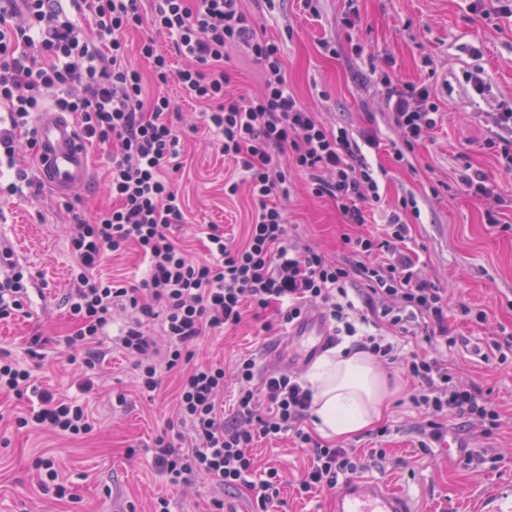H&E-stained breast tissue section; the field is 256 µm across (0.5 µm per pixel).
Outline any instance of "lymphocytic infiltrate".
Wrapping results in <instances>:
<instances>
[{
    "instance_id": "lymphocytic-infiltrate-1",
    "label": "lymphocytic infiltrate",
    "mask_w": 512,
    "mask_h": 512,
    "mask_svg": "<svg viewBox=\"0 0 512 512\" xmlns=\"http://www.w3.org/2000/svg\"><path fill=\"white\" fill-rule=\"evenodd\" d=\"M241 0H157L144 17L138 0H23L22 19L0 14V106L9 124L0 128L5 166L0 198L39 187L32 166H20V147L35 149L31 117L45 95L57 110L75 114L86 139L112 146L106 189L116 204L69 227L74 259L67 293L76 325L68 338L69 363L78 364L85 383L100 363L99 349L114 311L130 321L119 338L131 360L137 383L152 392L162 374L179 371L177 420L191 435L186 448L168 436L156 438L152 463L170 484L204 476L216 489H245L258 512H276L281 476L276 467L258 468L250 449L256 439L275 441L291 435L309 463L296 486L302 498L335 488L339 480L379 466L381 448L361 456L317 440L304 426L312 393L297 376L284 371L259 373L252 355L240 356L232 373L223 364L193 363V344L203 335L240 326L246 312H272L279 325L299 320L309 307L322 308L335 335L351 338L352 347L386 363L400 364L413 382L412 403L425 424L418 446L428 449L442 435V419L453 414L491 434L499 412L488 394L456 382L440 347L456 345L448 333V302L423 278L407 245L408 224L390 213L387 232L343 235L348 260H329L311 247L288 242V226L277 201L289 192V169L308 173L312 191L333 199L347 225L363 226L368 209L381 201L380 183L362 153L375 145L373 134L352 139L345 128L327 129L315 112L290 92L280 63V49L258 39ZM144 30L138 52L147 70L127 58L126 36ZM164 34L173 50L159 49ZM246 47L264 77L262 93L246 99L227 90L224 51ZM184 64L174 67L173 57ZM402 149L414 151L436 127L439 108L428 86H399L389 75L379 79ZM176 85L183 98L204 104L210 129L225 156L236 160L243 182L228 181L224 193L236 195L247 184L256 203L242 241L225 238L218 225H207L209 260H191L171 233L183 218L182 199L170 177L179 171V138L168 118L166 95ZM458 189L485 202L489 223L507 200L484 171L466 168ZM136 246L146 265L138 284L103 280L97 268L103 256ZM363 286L352 289L353 281ZM28 278L9 248L0 247V320L23 310ZM160 320L163 337L146 329ZM387 326L389 335L379 334ZM423 334L430 350L403 351L400 340ZM234 377L237 397L232 418L219 410L227 377ZM33 396L18 427L45 428L78 437L95 423L86 405L35 387L27 368L0 355V397Z\"/></svg>"
}]
</instances>
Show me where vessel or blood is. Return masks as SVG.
Returning a JSON list of instances; mask_svg holds the SVG:
<instances>
[{"label":"vessel or blood","mask_w":512,"mask_h":512,"mask_svg":"<svg viewBox=\"0 0 512 512\" xmlns=\"http://www.w3.org/2000/svg\"><path fill=\"white\" fill-rule=\"evenodd\" d=\"M39 173L55 190L67 193L83 185L90 174L87 143L64 112L37 113L34 119ZM332 337L322 313H305L287 332L285 346L276 347L281 364L305 365ZM333 512H417L411 497L385 478L353 477L341 482Z\"/></svg>","instance_id":"b4317fda"}]
</instances>
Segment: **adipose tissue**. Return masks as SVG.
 I'll list each match as a JSON object with an SVG mask.
<instances>
[{
	"mask_svg": "<svg viewBox=\"0 0 512 512\" xmlns=\"http://www.w3.org/2000/svg\"><path fill=\"white\" fill-rule=\"evenodd\" d=\"M313 423L326 438H348L379 422L389 408L387 378L363 351L331 350L311 367Z\"/></svg>",
	"mask_w": 512,
	"mask_h": 512,
	"instance_id": "adipose-tissue-1",
	"label": "adipose tissue"
}]
</instances>
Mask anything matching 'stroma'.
<instances>
[{"label":"stroma","mask_w":512,"mask_h":512,"mask_svg":"<svg viewBox=\"0 0 512 512\" xmlns=\"http://www.w3.org/2000/svg\"><path fill=\"white\" fill-rule=\"evenodd\" d=\"M470 0H242V8L259 37L279 44L282 69L293 95L314 111L330 129L346 128L354 139L373 131L378 140L365 155L380 169L382 203L367 212L366 228L382 231L389 211L398 209L410 226L408 245L417 268L447 297L448 332L461 337L449 348L448 365L456 378L489 392L498 406L501 425L492 435L478 429L462 431L449 418L447 433L465 447L486 449L488 461L462 468L457 458L438 452L423 454L418 447L421 410L411 402L413 384L396 364L380 363V370L398 392L382 418L391 429L382 438L364 431L335 440L338 448L361 451L368 446L386 449L385 469L370 476L398 482L417 502L420 512H474L493 489L512 494V365H498L492 341L512 332V209L499 224L486 219V205L457 190L465 166L486 172L499 192L512 198V174L500 170L487 149L493 135L487 115L512 103V17L473 14ZM364 54H354V45ZM229 92L246 98L263 90V73L242 49L226 50ZM389 72L401 85H426L439 106L441 119L430 137L415 151L396 161L398 134L390 121L383 88L377 76ZM487 85L477 95L471 82ZM176 107L171 119L181 143L183 167L177 188L183 219L175 236L196 260L207 259L203 230L217 224L224 235L241 240L254 212L247 189L225 196L224 182L241 171L225 157L200 116L199 106L183 99L177 86L167 89ZM89 181L60 197L52 188L25 193L0 202V243L10 246L32 277L28 313L0 321V352L10 353L31 371L34 383L60 395L88 401L97 424L88 435L70 438L43 429H21L15 417L24 401L0 398V512H152L157 498L170 502L171 512H207L216 489L203 476L184 486L167 483L152 465L155 438L176 436L179 375L163 374L156 391L136 384L129 361L113 348L124 325L116 316L101 346L106 358L94 387H79L80 373L66 362L68 336L75 326L65 305L73 258L68 229L73 214L87 215L107 208L112 200L104 182L111 148L93 143ZM290 194L280 199L290 243L310 246L333 260L346 258L342 243L345 219L335 202L314 196L307 176L290 173ZM416 208H402L405 199ZM467 304L486 313L471 323L456 313ZM264 319H248L220 336L202 337L195 346L198 362L231 363L242 353H267L281 336L265 330ZM39 335L46 343L39 357H31L29 340ZM258 465H277L282 475L280 512H330L332 492L306 500L294 489L306 454L289 439L258 440L252 449ZM54 457L69 479L74 499L59 500L38 486L34 462ZM500 463H493V456Z\"/></svg>","instance_id":"obj_1"}]
</instances>
